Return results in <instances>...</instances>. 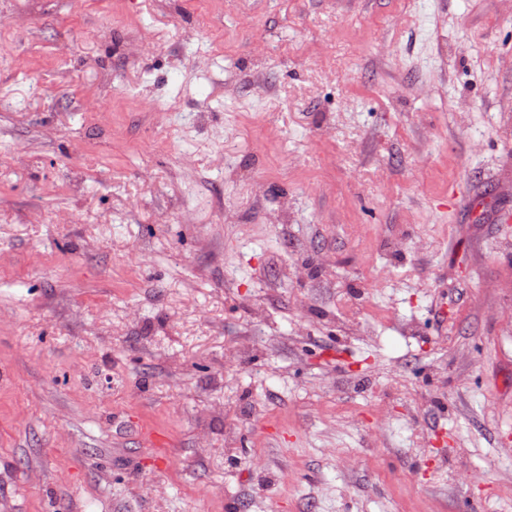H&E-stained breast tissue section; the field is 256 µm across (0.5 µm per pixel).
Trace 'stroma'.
<instances>
[{"label":"stroma","mask_w":512,"mask_h":512,"mask_svg":"<svg viewBox=\"0 0 512 512\" xmlns=\"http://www.w3.org/2000/svg\"><path fill=\"white\" fill-rule=\"evenodd\" d=\"M500 210L512 0H0V512H512Z\"/></svg>","instance_id":"1"}]
</instances>
